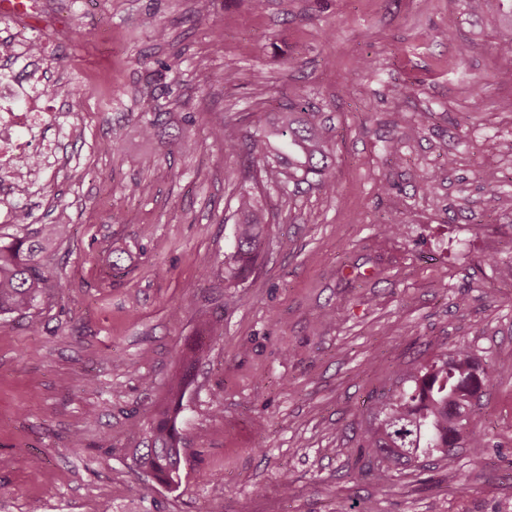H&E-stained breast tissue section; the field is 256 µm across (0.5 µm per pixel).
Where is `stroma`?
<instances>
[{"label": "stroma", "instance_id": "stroma-1", "mask_svg": "<svg viewBox=\"0 0 512 512\" xmlns=\"http://www.w3.org/2000/svg\"><path fill=\"white\" fill-rule=\"evenodd\" d=\"M46 4L23 29L0 16V55L44 26L69 32L42 63L61 87L36 140L44 163L0 201L2 239L18 231L6 209L61 231L43 256L60 288L30 316L0 317V512H512V280L497 270L512 262V82L499 77L512 63L494 51L496 0ZM225 69L236 84L213 81ZM291 101L333 129L336 194H271L261 269L226 290L244 185L212 125L252 127ZM156 112L155 137L139 138ZM397 112L433 118L410 137ZM185 131L195 149H168ZM488 170L507 198L490 212ZM135 183L150 193H129ZM201 312L224 333L193 369L170 490L133 466L135 426ZM461 344L503 370L471 419L492 437L482 462L460 448L387 484L362 474L372 401Z\"/></svg>", "mask_w": 512, "mask_h": 512}]
</instances>
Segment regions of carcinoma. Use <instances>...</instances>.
<instances>
[{
    "label": "carcinoma",
    "mask_w": 512,
    "mask_h": 512,
    "mask_svg": "<svg viewBox=\"0 0 512 512\" xmlns=\"http://www.w3.org/2000/svg\"><path fill=\"white\" fill-rule=\"evenodd\" d=\"M224 138V151L241 159L237 178L254 187L271 185L283 194L302 186L336 194L333 174L336 142L331 127L299 103L269 112L255 130L224 123L214 131ZM488 210L501 201L497 177L485 174ZM234 250L224 256V280L238 286L255 273L267 251L268 225L275 214L251 190L240 193L236 209ZM18 225L24 233L0 241V316H24L62 284L41 262L56 241V225L42 224L27 231V216ZM221 335L219 321L197 320L195 343L177 360L167 397L157 405L145 433L143 447L133 454L135 465L167 487L181 484L183 441L177 428L190 369L205 341ZM499 369L476 358L461 345L431 364L398 376L395 388L376 398L370 408L371 426L363 435V473L382 475L435 454L445 458L456 448H467L478 461L491 442L488 433L470 427L477 401Z\"/></svg>",
    "instance_id": "1"
}]
</instances>
